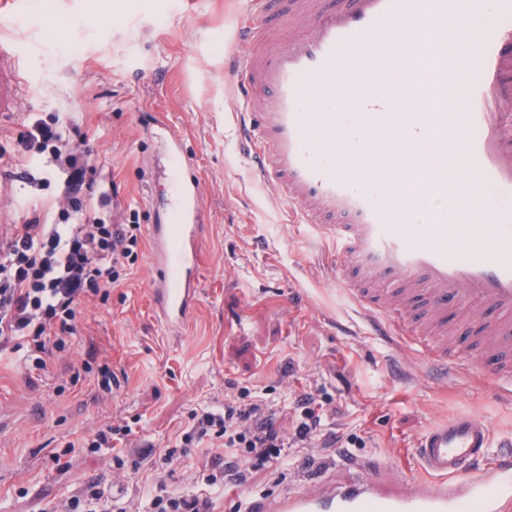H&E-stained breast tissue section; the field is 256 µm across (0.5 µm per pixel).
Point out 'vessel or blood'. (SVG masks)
<instances>
[{
  "label": "vessel or blood",
  "mask_w": 512,
  "mask_h": 512,
  "mask_svg": "<svg viewBox=\"0 0 512 512\" xmlns=\"http://www.w3.org/2000/svg\"><path fill=\"white\" fill-rule=\"evenodd\" d=\"M288 17L308 31L286 43L264 42L255 23L239 26L237 50L226 57L228 78L237 81L247 106L242 135L261 181L275 187L299 223L330 240L350 262L348 290L383 322L410 338L422 358L447 366L460 349L448 343V317L465 306L489 313L486 342L478 355L489 376L512 388V0H491L467 19L479 32L464 69L430 41L407 47L382 70L350 72L348 63L391 49L397 26L433 29L458 23L453 0H284ZM14 49L0 45V111L15 108ZM376 93H358L360 82ZM463 86L464 97L451 94ZM349 93L355 109L381 121L392 116L389 87L429 99L433 110L411 127L426 146L431 178L413 199L417 223L394 221L395 202L385 178L368 183L339 170L336 152L316 151L328 140L336 110L323 87ZM266 111L251 110L256 95ZM457 124L461 151L478 173L474 182H449L448 126ZM164 175L170 183L169 221L152 224V309L172 333L186 326L200 299L201 247L208 231L201 209L203 187L186 175L179 141L170 144ZM480 193L486 206L478 223L459 226L455 200ZM384 292H377V285ZM491 433L468 413L436 425L417 441L426 480L406 492L387 493L365 479L339 486L320 483L306 492L271 501L253 512H512V438L488 460Z\"/></svg>",
  "instance_id": "1"
}]
</instances>
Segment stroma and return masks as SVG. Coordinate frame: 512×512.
Returning <instances> with one entry per match:
<instances>
[{"mask_svg": "<svg viewBox=\"0 0 512 512\" xmlns=\"http://www.w3.org/2000/svg\"><path fill=\"white\" fill-rule=\"evenodd\" d=\"M249 0H31L23 21L0 13V42L13 43L18 103L0 112V153L18 154L31 122L58 117L74 145L105 164L119 208L141 226L162 221L169 197L157 178L166 131L180 138L203 190L204 276L199 304L181 338L171 337L149 303L151 241L107 304L90 306L73 341L74 358L106 353L120 386L101 398L92 378L56 397L67 375L0 366V512H60L90 482L120 484L137 499L150 463L192 426L193 410L222 405L242 388L268 389L283 402L307 384L333 399L336 423L355 443L292 449L277 479L252 470L249 486L268 497L354 474L386 491L418 481L414 446L431 426L460 412L485 420L494 441L512 437V394L485 375L475 354L442 381L340 279V262L309 227L292 223L269 185L251 174L237 137L241 94L224 75ZM22 162L0 176V225L53 211L63 183L31 184ZM132 433L112 448L83 441L105 423Z\"/></svg>", "mask_w": 512, "mask_h": 512, "instance_id": "35a3bbf8", "label": "stroma"}]
</instances>
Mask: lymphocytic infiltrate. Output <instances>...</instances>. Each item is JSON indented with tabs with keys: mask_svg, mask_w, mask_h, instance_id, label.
<instances>
[{
	"mask_svg": "<svg viewBox=\"0 0 512 512\" xmlns=\"http://www.w3.org/2000/svg\"><path fill=\"white\" fill-rule=\"evenodd\" d=\"M24 152L46 155L45 165L64 179L57 220L33 216L0 225V362L48 371L65 360L78 332L83 306L107 302L138 259L140 224L90 215L81 190L90 169L59 121L35 120ZM319 390L306 386L287 407L264 393L242 390L222 408L193 412V426L180 438L197 445L204 465L191 490H171L156 476L147 512H216L224 487L249 483L251 468L287 459L292 448H338L343 437Z\"/></svg>",
	"mask_w": 512,
	"mask_h": 512,
	"instance_id": "f902f5d3",
	"label": "lymphocytic infiltrate"
}]
</instances>
